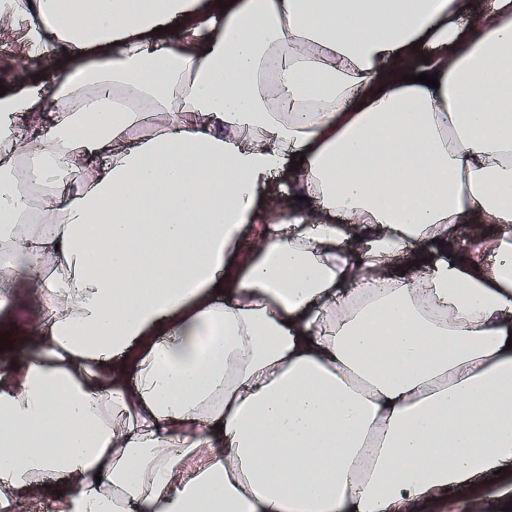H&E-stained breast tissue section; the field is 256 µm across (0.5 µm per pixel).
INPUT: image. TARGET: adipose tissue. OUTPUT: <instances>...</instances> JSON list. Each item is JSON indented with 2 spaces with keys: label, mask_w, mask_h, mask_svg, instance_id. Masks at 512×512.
I'll use <instances>...</instances> for the list:
<instances>
[{
  "label": "adipose tissue",
  "mask_w": 512,
  "mask_h": 512,
  "mask_svg": "<svg viewBox=\"0 0 512 512\" xmlns=\"http://www.w3.org/2000/svg\"><path fill=\"white\" fill-rule=\"evenodd\" d=\"M0 31L46 65L0 96V317L43 311L0 360V512H437L512 463V0Z\"/></svg>",
  "instance_id": "ef3b65f1"
}]
</instances>
